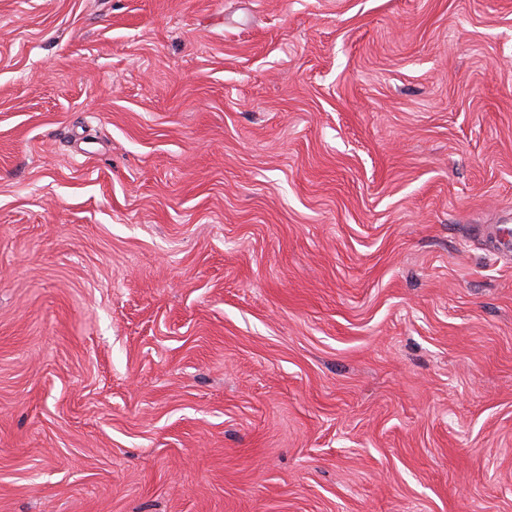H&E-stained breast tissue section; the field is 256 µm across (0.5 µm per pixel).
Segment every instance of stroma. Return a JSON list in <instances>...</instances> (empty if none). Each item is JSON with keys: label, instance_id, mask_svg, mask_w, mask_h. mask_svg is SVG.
I'll use <instances>...</instances> for the list:
<instances>
[{"label": "stroma", "instance_id": "35a3bbf8", "mask_svg": "<svg viewBox=\"0 0 512 512\" xmlns=\"http://www.w3.org/2000/svg\"><path fill=\"white\" fill-rule=\"evenodd\" d=\"M0 512H512V0H0Z\"/></svg>", "mask_w": 512, "mask_h": 512}]
</instances>
